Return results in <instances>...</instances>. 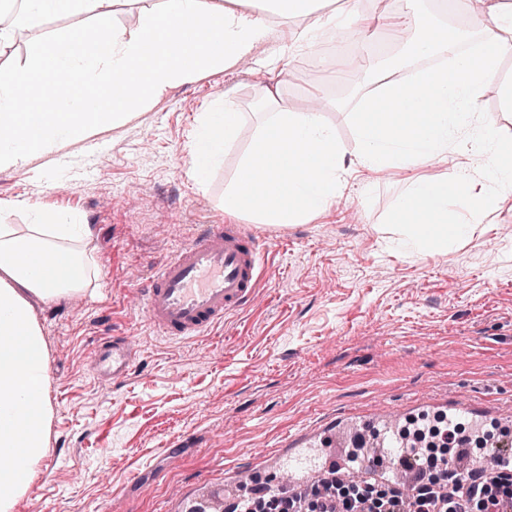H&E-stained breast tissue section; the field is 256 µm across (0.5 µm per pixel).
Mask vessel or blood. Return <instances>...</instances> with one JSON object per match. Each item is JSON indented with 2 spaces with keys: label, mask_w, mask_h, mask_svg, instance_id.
I'll use <instances>...</instances> for the list:
<instances>
[{
  "label": "vessel or blood",
  "mask_w": 512,
  "mask_h": 512,
  "mask_svg": "<svg viewBox=\"0 0 512 512\" xmlns=\"http://www.w3.org/2000/svg\"><path fill=\"white\" fill-rule=\"evenodd\" d=\"M266 251V243L243 225H203L191 241L158 263L140 288L151 326L172 339L207 334L254 299ZM133 360V350L117 334L93 348L90 367L95 379L116 382L127 375Z\"/></svg>",
  "instance_id": "vessel-or-blood-1"
}]
</instances>
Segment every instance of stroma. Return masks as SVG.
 <instances>
[{
  "label": "stroma",
  "mask_w": 512,
  "mask_h": 512,
  "mask_svg": "<svg viewBox=\"0 0 512 512\" xmlns=\"http://www.w3.org/2000/svg\"><path fill=\"white\" fill-rule=\"evenodd\" d=\"M77 25L92 20L22 32L0 65L25 66L39 38ZM321 44L368 60L396 49L384 33L336 26ZM281 57L284 102L315 107L310 54L274 35L253 69L204 74L123 126L0 170V219L27 223L32 204L77 214L92 227L83 247L99 273L95 295L34 304L50 351L52 422L21 512H185V499L234 486L235 467L276 489L295 455L283 436L336 408L387 411L415 395L512 400V211L448 252L410 254L387 244L406 191L398 177L350 180L339 208L307 224L251 225L269 246L268 273L254 301L208 334L168 340L149 325L136 290L201 225L224 223V189L261 110L257 73ZM322 80L323 118L355 150L350 112L373 84L356 69ZM226 95L244 123L201 187L187 174L192 132ZM115 326L136 359L113 384L90 377L88 360ZM175 436L183 443L173 458L162 449Z\"/></svg>",
  "instance_id": "1"
}]
</instances>
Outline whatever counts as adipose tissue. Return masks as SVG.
Segmentation results:
<instances>
[{
  "label": "adipose tissue",
  "mask_w": 512,
  "mask_h": 512,
  "mask_svg": "<svg viewBox=\"0 0 512 512\" xmlns=\"http://www.w3.org/2000/svg\"><path fill=\"white\" fill-rule=\"evenodd\" d=\"M116 0H23L14 23L0 25V47L31 18L91 15L84 28L42 39L30 66L0 67V169L18 168L64 143L122 126L169 89L201 73L249 67L279 31L290 48L317 47L327 21L324 0H156L133 31L118 28ZM353 31L390 30L406 57L390 59L384 84L352 111L355 152H348L321 112L282 103L284 81L271 72L260 86L266 113L236 180L224 190L226 215L253 224H306L338 208L350 169L405 176L407 190L390 222L411 253L442 252L512 207V133L483 120L479 102L512 52V10L477 0L470 25L479 48L460 55L459 30L421 10L387 14L349 9ZM444 57L432 72L407 58ZM26 84L32 104L18 105ZM242 114L232 99L202 113L191 140L188 174L205 185L236 146ZM259 187L244 189V180ZM27 224H0V512H14L30 491L48 445L52 409L50 357L32 298L54 303L87 293L90 259L79 244L88 225L57 209L34 206Z\"/></svg>",
  "instance_id": "adipose-tissue-1"
}]
</instances>
